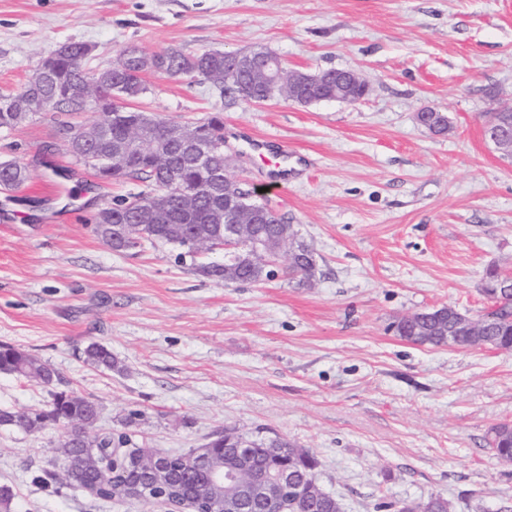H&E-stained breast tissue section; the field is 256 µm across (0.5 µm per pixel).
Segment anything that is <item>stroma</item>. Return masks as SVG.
I'll use <instances>...</instances> for the list:
<instances>
[{
	"mask_svg": "<svg viewBox=\"0 0 512 512\" xmlns=\"http://www.w3.org/2000/svg\"><path fill=\"white\" fill-rule=\"evenodd\" d=\"M74 41L94 46V70L130 45L265 47L293 71H355L368 93L253 105L148 72L133 102L172 123L222 113L229 174L314 250L309 288L281 270L218 285L166 243L112 251L93 232L97 211L141 183L97 184L49 115L1 129L0 161L28 179L0 191V345L57 379L0 373V408L37 412L73 392L99 404L102 432L125 430L135 410V446L158 454L226 430L276 435L313 454L342 512L438 495L451 512L512 506V461L489 446L490 429L512 423V351L421 346L394 329L443 305L480 314L487 272H512V160L484 136L512 107V0H0V94ZM426 107L447 114L448 134L419 124ZM93 342L115 369L86 362ZM67 434L0 428L12 512H168L56 483Z\"/></svg>",
	"mask_w": 512,
	"mask_h": 512,
	"instance_id": "stroma-1",
	"label": "stroma"
}]
</instances>
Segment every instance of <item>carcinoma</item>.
Segmentation results:
<instances>
[{
	"mask_svg": "<svg viewBox=\"0 0 512 512\" xmlns=\"http://www.w3.org/2000/svg\"><path fill=\"white\" fill-rule=\"evenodd\" d=\"M91 45L83 42H68L55 49L56 56L52 68L45 78L29 88L37 101L33 112H17L12 108L9 96L0 97V129L16 128L41 112H60L67 115L83 114L85 112H112L114 105L109 103L112 96V85L101 83V74L97 70L86 67L78 68L74 60L89 52ZM169 67L167 74L171 76L203 77L211 81L220 95H236L241 100L250 103L255 99H288V87H277L271 84L264 75L258 71L239 70L235 63L224 57L220 50H208L196 54H186L178 48L166 50ZM121 83L124 91L143 95L147 86L143 80L141 67L134 60L127 63L126 74ZM202 136L216 141L224 140V122L221 113L215 112L200 123ZM76 163L91 169L103 182L112 179L102 161L79 154H71ZM158 157L148 151L135 154L129 162L128 169L123 174L125 178H132L144 182L151 187V192L163 188L162 180L157 172ZM225 172L224 151L215 152L210 160L209 171L200 172L192 168L184 171V177L189 183H198L215 175ZM27 180L26 168L17 161L0 162V187L16 189ZM239 191L246 195L243 203L256 210L262 223L259 231L265 235L273 236L288 225V221L270 207L256 199L255 190L248 188L244 183L239 185ZM170 209L166 220L173 224L185 225L192 236H202L209 240L205 250L210 252L222 245V234L218 225L211 223L212 212L218 207H224V198L206 197L195 209L184 211L178 198L171 197ZM112 207V223L109 225H95L94 233L109 247L116 251L126 250L123 239L118 237L115 229L117 225H126L127 233L139 241L138 247L150 243H178V238L172 234L165 224H151L139 214L126 206V199L118 198L110 204ZM299 256L291 266L285 268L290 279L296 285H308L307 267H315L314 252L303 240H298ZM231 261V257H224V262H209L198 266L197 272L207 279L221 284L224 279V264ZM508 282L498 270L492 269L482 285L484 295L492 302L493 309L487 311L481 318L487 325L484 329L487 346L512 351V292L509 293L501 287ZM396 332L405 340L420 345L441 347L447 345L448 332L457 336L456 346L470 348L473 339L467 332L457 326V316L448 307L443 306L424 312H417L401 318L396 326ZM86 361L90 364L112 369L115 359L112 352L105 346L92 343L85 350ZM0 372L13 374L29 381L50 385L54 382L55 374L46 364L29 354L18 351L9 346H0ZM93 400L59 392L55 394L50 409L36 414L19 415L7 409H0V427H13L24 431H33L44 425L53 413L61 416V422L70 427V434L60 444L58 453L63 465L62 479L69 484L90 483L98 476L85 468L84 449L121 448L131 442L130 435L123 431L118 434L95 432L94 412L90 404ZM491 445L496 454L503 460H512V425L501 423L491 428ZM249 449V466L258 471L265 470L279 460H288L289 466L296 475L293 486L288 489V498L297 499L298 487L305 492L316 484L313 470L315 459L310 452L282 438L246 437L233 431H226L222 435L210 440L203 446L202 456L213 458V464L224 469L237 467L242 460L241 451ZM450 503L438 496L431 497L425 502L392 501L380 498L374 504L375 512H450ZM309 512H341L338 500H320L309 497Z\"/></svg>",
	"mask_w": 512,
	"mask_h": 512,
	"instance_id": "carcinoma-1",
	"label": "carcinoma"
}]
</instances>
